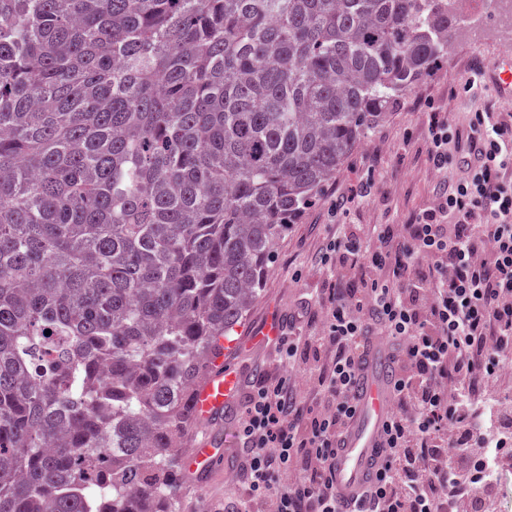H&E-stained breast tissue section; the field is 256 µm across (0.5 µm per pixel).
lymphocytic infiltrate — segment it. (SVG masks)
<instances>
[{
    "label": "lymphocytic infiltrate",
    "mask_w": 512,
    "mask_h": 512,
    "mask_svg": "<svg viewBox=\"0 0 512 512\" xmlns=\"http://www.w3.org/2000/svg\"><path fill=\"white\" fill-rule=\"evenodd\" d=\"M443 179L407 224L337 225L271 372L237 419L241 493L224 512H338L333 462L355 412L362 342L392 340L394 412L355 512H498L512 474V113L429 115Z\"/></svg>",
    "instance_id": "lymphocytic-infiltrate-1"
}]
</instances>
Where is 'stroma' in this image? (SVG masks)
<instances>
[{
	"mask_svg": "<svg viewBox=\"0 0 512 512\" xmlns=\"http://www.w3.org/2000/svg\"><path fill=\"white\" fill-rule=\"evenodd\" d=\"M453 44L447 61L412 89L393 114L358 145L324 188L318 203L278 239L263 290L234 331V345L224 349L225 361L241 366L246 377L269 369L271 351L264 348L243 355L237 351V343L259 330L266 319L287 317L302 293L322 285L316 255L340 221L330 208L336 196L349 193L366 173H373L377 192L351 214V221L407 223L413 213L433 202L439 179L426 156L430 111L449 113L459 124L489 105L512 113V94L502 90L495 71L501 59L512 56V21L490 0H483L476 26L460 27ZM471 80L476 86L470 91L466 84Z\"/></svg>",
	"mask_w": 512,
	"mask_h": 512,
	"instance_id": "35a3bbf8",
	"label": "stroma"
}]
</instances>
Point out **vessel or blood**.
<instances>
[{
  "instance_id": "1",
  "label": "vessel or blood",
  "mask_w": 512,
  "mask_h": 512,
  "mask_svg": "<svg viewBox=\"0 0 512 512\" xmlns=\"http://www.w3.org/2000/svg\"><path fill=\"white\" fill-rule=\"evenodd\" d=\"M361 371L355 391L357 413L336 451V502L346 512L365 493L367 479L380 463L386 444L384 424L393 402L395 351L381 337L364 341ZM240 373L216 358L214 370L192 390L191 409L196 420L210 426L222 419L237 401ZM223 450L210 436H203L183 455L182 473L196 489L207 488Z\"/></svg>"
}]
</instances>
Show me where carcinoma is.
Segmentation results:
<instances>
[{
  "label": "carcinoma",
  "mask_w": 512,
  "mask_h": 512,
  "mask_svg": "<svg viewBox=\"0 0 512 512\" xmlns=\"http://www.w3.org/2000/svg\"><path fill=\"white\" fill-rule=\"evenodd\" d=\"M459 0H0V512H178L193 386Z\"/></svg>",
  "instance_id": "carcinoma-1"
}]
</instances>
